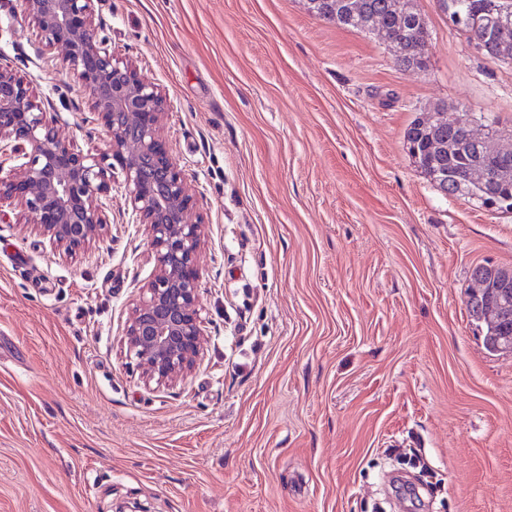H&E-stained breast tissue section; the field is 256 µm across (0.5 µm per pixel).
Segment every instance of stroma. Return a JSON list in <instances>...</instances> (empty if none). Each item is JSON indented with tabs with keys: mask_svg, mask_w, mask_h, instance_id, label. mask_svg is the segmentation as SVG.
Wrapping results in <instances>:
<instances>
[{
	"mask_svg": "<svg viewBox=\"0 0 512 512\" xmlns=\"http://www.w3.org/2000/svg\"><path fill=\"white\" fill-rule=\"evenodd\" d=\"M426 70L307 0H93L115 53L165 90L164 136L205 224L201 356L145 382L123 327L155 259L112 188L103 241L70 258L0 200V512H512V353L465 307L512 269V214L414 166L415 118L512 130V63L475 52L436 0ZM0 0V63L83 150L106 137L73 74ZM487 266H476L472 273V284L473 288H476L473 292L470 293L471 289L468 288L467 295L465 297V303L470 312L471 316L480 318L483 317V310L485 308V303L480 298L481 291L478 289H486L490 288L492 285L489 283L486 285L485 279L487 278ZM486 285V286H485ZM470 294V295H469Z\"/></svg>",
	"mask_w": 512,
	"mask_h": 512,
	"instance_id": "stroma-1",
	"label": "stroma"
}]
</instances>
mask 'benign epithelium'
Segmentation results:
<instances>
[{"mask_svg": "<svg viewBox=\"0 0 512 512\" xmlns=\"http://www.w3.org/2000/svg\"><path fill=\"white\" fill-rule=\"evenodd\" d=\"M19 2L46 49L58 53L62 67L76 75L108 139L94 153L78 149L56 128L53 106L14 69L0 64V157L13 162L8 175L0 176V198L15 200L31 215L34 231L73 258L103 237L110 224L103 199L123 177L155 255L152 278L132 308L124 340L146 381L174 383L194 368L202 343L197 257L204 230L184 170L163 135L166 94L99 34L93 0ZM459 127L462 143L475 145L485 157L465 169L462 179L482 188L495 185L502 140L485 135L487 128L475 119ZM487 271L475 267L474 291L465 297L476 318L485 308L480 294Z\"/></svg>", "mask_w": 512, "mask_h": 512, "instance_id": "7a95c632", "label": "benign epithelium"}]
</instances>
